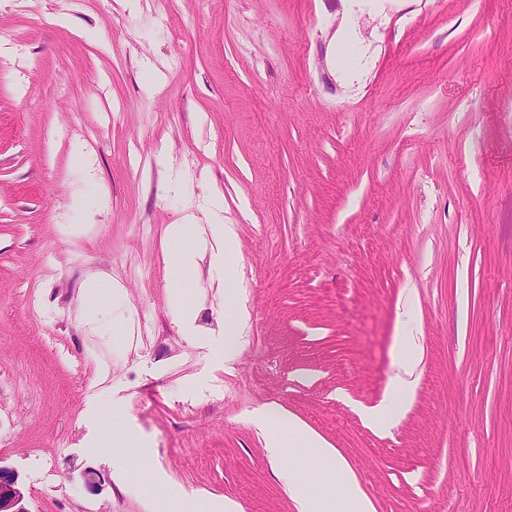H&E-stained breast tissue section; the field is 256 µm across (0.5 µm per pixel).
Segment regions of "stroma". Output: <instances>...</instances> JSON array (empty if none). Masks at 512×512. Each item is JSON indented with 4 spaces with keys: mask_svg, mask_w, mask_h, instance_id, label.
<instances>
[{
    "mask_svg": "<svg viewBox=\"0 0 512 512\" xmlns=\"http://www.w3.org/2000/svg\"><path fill=\"white\" fill-rule=\"evenodd\" d=\"M0 32V467L30 512H298L284 463L338 493L272 461L267 406L375 512H512V0H0ZM216 195L239 290L198 237L189 336L166 229ZM97 278L125 299L91 322ZM116 411L146 475L94 445ZM171 301L185 332L189 335L195 333L196 301L187 297L180 288H173Z\"/></svg>",
    "mask_w": 512,
    "mask_h": 512,
    "instance_id": "stroma-1",
    "label": "stroma"
}]
</instances>
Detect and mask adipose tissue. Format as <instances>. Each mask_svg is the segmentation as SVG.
Listing matches in <instances>:
<instances>
[{"instance_id":"obj_1","label":"adipose tissue","mask_w":512,"mask_h":512,"mask_svg":"<svg viewBox=\"0 0 512 512\" xmlns=\"http://www.w3.org/2000/svg\"><path fill=\"white\" fill-rule=\"evenodd\" d=\"M211 224L210 230L218 241L219 247L210 259L211 268L218 270V285L225 290L236 286L235 279L224 269L226 258L235 252V233L231 225L225 224L222 212V200H211L208 205ZM198 227L195 216H187L183 223L170 225L167 238L171 245L172 269L174 272H190L198 266V251L194 245L195 231ZM276 411L274 408L262 409L256 419L258 426L266 433V449L269 456L276 461L284 456V445H291L296 450L312 451L315 458L324 465L335 469L343 494L337 499H321L308 492L301 484L289 482L288 487L298 506V512H374L369 499L363 494L358 479L350 467L341 460L335 449L326 446L316 434L302 424L289 422V442H282L274 425Z\"/></svg>"}]
</instances>
